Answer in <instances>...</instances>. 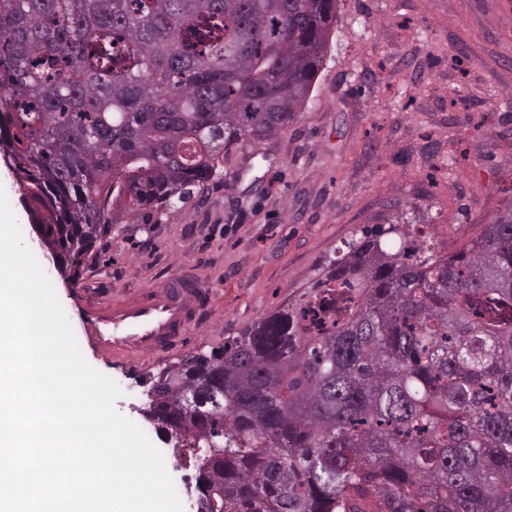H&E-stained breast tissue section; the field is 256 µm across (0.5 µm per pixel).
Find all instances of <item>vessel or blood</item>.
I'll list each match as a JSON object with an SVG mask.
<instances>
[{
  "label": "vessel or blood",
  "mask_w": 512,
  "mask_h": 512,
  "mask_svg": "<svg viewBox=\"0 0 512 512\" xmlns=\"http://www.w3.org/2000/svg\"><path fill=\"white\" fill-rule=\"evenodd\" d=\"M209 303L210 295L195 275L175 273L160 285L90 302L85 335L112 357L160 353L188 333Z\"/></svg>",
  "instance_id": "1"
}]
</instances>
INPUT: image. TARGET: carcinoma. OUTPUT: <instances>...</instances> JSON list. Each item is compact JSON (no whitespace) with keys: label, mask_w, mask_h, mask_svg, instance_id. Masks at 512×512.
I'll return each instance as SVG.
<instances>
[{"label":"carcinoma","mask_w":512,"mask_h":512,"mask_svg":"<svg viewBox=\"0 0 512 512\" xmlns=\"http://www.w3.org/2000/svg\"><path fill=\"white\" fill-rule=\"evenodd\" d=\"M337 8L0 0V145L61 263L78 274L116 208L185 203L229 146L287 129ZM420 233H363L221 359L154 379L208 512H512V200L455 250Z\"/></svg>","instance_id":"obj_1"}]
</instances>
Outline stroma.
<instances>
[{
	"instance_id": "1",
	"label": "stroma",
	"mask_w": 512,
	"mask_h": 512,
	"mask_svg": "<svg viewBox=\"0 0 512 512\" xmlns=\"http://www.w3.org/2000/svg\"><path fill=\"white\" fill-rule=\"evenodd\" d=\"M509 197L512 0H340L311 99L278 138L232 147L188 203L115 211L111 236L78 273L34 254L85 360L120 387L117 410L161 451L186 504L193 460L138 411L153 376L298 299L364 228L406 219L454 248ZM177 271L194 273L212 297L179 344L122 361L87 342V296Z\"/></svg>"
}]
</instances>
